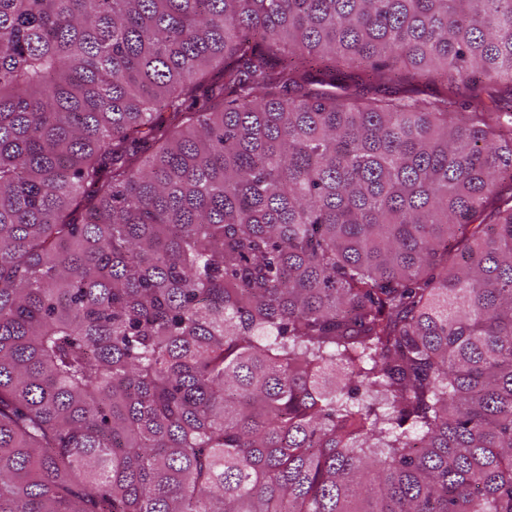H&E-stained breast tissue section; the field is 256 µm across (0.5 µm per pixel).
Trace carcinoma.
Returning <instances> with one entry per match:
<instances>
[{
    "label": "carcinoma",
    "instance_id": "cac0c4a2",
    "mask_svg": "<svg viewBox=\"0 0 512 512\" xmlns=\"http://www.w3.org/2000/svg\"><path fill=\"white\" fill-rule=\"evenodd\" d=\"M478 77L512 0H0V512H512Z\"/></svg>",
    "mask_w": 512,
    "mask_h": 512
}]
</instances>
